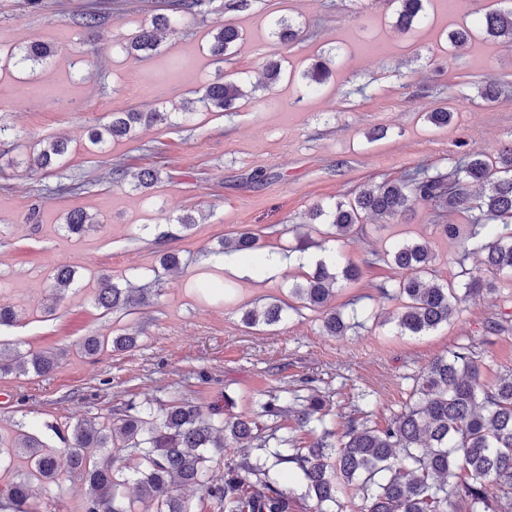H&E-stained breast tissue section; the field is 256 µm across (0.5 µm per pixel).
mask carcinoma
I'll use <instances>...</instances> for the list:
<instances>
[{"label":"carcinoma","mask_w":512,"mask_h":512,"mask_svg":"<svg viewBox=\"0 0 512 512\" xmlns=\"http://www.w3.org/2000/svg\"><path fill=\"white\" fill-rule=\"evenodd\" d=\"M428 0H392L396 4L395 26L406 32L428 23ZM205 0H172L173 14H158L129 41L119 46L138 58L152 56L159 48L160 34L179 33V24L202 12ZM301 23L285 16L272 17L268 37L281 45L295 42ZM505 40L512 44V7L482 13L469 24L450 31L448 49L457 54L472 40ZM242 32L224 22L211 31L207 51L222 62L231 55ZM49 43H32L16 58L15 66L34 71V66L53 56ZM335 56L321 55L299 73L282 67L281 61L264 65V86L282 78L297 81L318 92L331 75ZM244 81L229 75L208 84L182 109L191 112H226L237 101L250 97ZM171 113L160 110H130L112 113V120L88 131L93 145L130 137L137 126L169 124ZM67 152L64 139H44L39 149L23 159L44 175L56 170ZM429 204L438 213H460L471 225V253L483 255L489 276L464 284L473 296L490 293L496 281L512 274V148L497 158L480 152L466 153L448 170L420 167L398 180L365 185L350 195L318 204L308 213V223L328 224L338 238L347 237L364 219L377 216L393 220L412 206ZM93 224L82 211L67 214L64 230L81 235ZM262 248L257 234L242 231L220 242L216 253L235 252L249 256ZM383 262L401 271L390 286L379 288L381 297L400 301L393 315L403 334L420 335L448 322L454 312L457 288L437 279L435 254L427 242L406 241L382 256L362 264L347 262L342 268L319 261L304 282L289 289L303 307L323 314L322 328L329 336H344L351 324L330 303L338 280L356 281L361 266ZM75 272L56 270L52 289L61 295L71 288ZM149 288H121L110 279L99 282L94 296L97 307L128 313L153 302ZM284 306L278 299L243 314L248 327L278 325ZM138 346V337L87 336L80 349L94 358L105 349L126 351ZM64 352L22 350L0 343V374L43 376L53 371ZM480 368L470 348L461 346L448 356L435 358L414 379V404L393 416L385 426H369L345 417L340 433L325 426L324 401L315 392L296 395L282 404L272 396L260 404L261 415L275 426L264 429L251 415L236 414L234 399L224 395V407L207 410L178 402L154 409L130 402L104 421L83 419L65 434L54 425L44 429L61 443L50 446L37 432L21 431L9 445L0 438V455H20L23 470L5 473L0 484V512H32L30 500L35 483L50 484L67 472L87 487L82 512H135L134 501H122L120 489L136 477L138 501L156 506L155 512H190L188 501L175 494L194 488L220 512H297L298 502L281 482L275 468L291 464L306 481V497L313 501L309 512H347L338 494L352 491L355 512H512V369L490 387L481 381ZM315 437L300 446L294 437L279 434V421ZM244 443L271 448V462L251 461L245 455L224 463V473H213L214 457L224 446ZM360 499L362 504L355 503Z\"/></svg>","instance_id":"1"}]
</instances>
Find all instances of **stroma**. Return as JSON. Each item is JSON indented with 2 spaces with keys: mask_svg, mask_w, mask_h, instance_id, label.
Returning <instances> with one entry per match:
<instances>
[{
  "mask_svg": "<svg viewBox=\"0 0 512 512\" xmlns=\"http://www.w3.org/2000/svg\"><path fill=\"white\" fill-rule=\"evenodd\" d=\"M169 2L0 0V117L14 128L0 140V282L18 311L14 325L0 327V341L63 352L47 375L0 377V439L11 441L23 426L102 421L131 401L206 407L229 396L235 413L253 415L265 395L300 390L307 378L326 402L328 428L342 430L344 416L358 409L382 426L412 403L413 377L457 347H470L484 384L512 369V288L460 297L447 324L403 335L391 321L396 302L379 295L398 276L384 265L337 283L332 304L353 324L346 335H325L321 313L303 307L273 327L241 321L245 309L287 299L301 281L304 269L288 248L314 205L419 166L448 168L462 151L493 156L512 146V45L478 41L463 57L447 52L448 32L491 0H431L428 25L413 33L395 27L389 0H254L233 14L245 38L221 63L206 51L208 30L224 20L222 0H211L150 59L117 48ZM88 11L102 16L92 31L77 24ZM277 15L304 24L301 41L284 47L268 38ZM33 41L58 51L28 74L13 56ZM336 46L342 52L320 95L282 81L236 111L177 116L185 99L219 75L239 72L255 83L267 60L301 70ZM484 81L500 83L501 94L478 97ZM444 105L454 121L431 127L425 113ZM156 108L173 112L172 124L139 127L132 139L101 148L87 140V128L107 124L113 113ZM54 137L69 142L56 173L19 164ZM118 166L126 171L119 184L112 179ZM145 167L158 168L161 179L143 191L133 183ZM62 177L80 190L53 194ZM75 209L97 223L68 236L62 226ZM186 212L197 221L189 230L177 222ZM460 221L420 204L398 219L364 223L342 241L321 224L308 256L330 250L338 262H358L425 240L441 281L459 288L485 274L479 255H463L440 232ZM244 229L261 234L265 251L286 256L280 273L214 268L211 249ZM162 250L179 253L181 271H161ZM60 266L73 268L76 281L58 302L49 278ZM136 272L158 290L152 305L129 315L95 306L100 278L123 288ZM134 332L132 350L94 358L80 351L84 337ZM84 499L81 483L64 474L35 486L32 502L36 512H82Z\"/></svg>",
  "mask_w": 512,
  "mask_h": 512,
  "instance_id": "stroma-1",
  "label": "stroma"
}]
</instances>
